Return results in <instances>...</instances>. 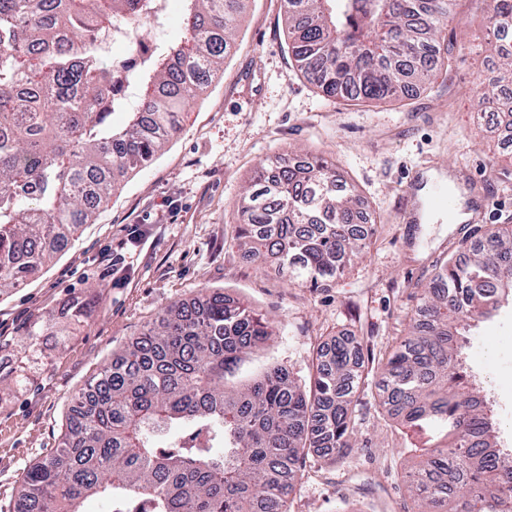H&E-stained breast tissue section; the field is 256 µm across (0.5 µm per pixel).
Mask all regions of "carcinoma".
<instances>
[{"label":"carcinoma","instance_id":"carcinoma-1","mask_svg":"<svg viewBox=\"0 0 512 512\" xmlns=\"http://www.w3.org/2000/svg\"><path fill=\"white\" fill-rule=\"evenodd\" d=\"M0 0V295L39 275L91 223L128 172L178 134L181 111L223 72L246 0H185L183 39L121 75L100 54L121 18L147 22L144 0ZM457 0H282L288 53L325 99L382 104L427 87L445 64L441 33ZM496 75L477 87L492 104L512 86V0H491ZM138 107L112 125L124 84ZM242 199L248 257L279 261L319 288L365 253L351 190L326 161L281 162ZM90 298L63 304L78 322ZM512 305V231L484 232L448 258L421 294L411 333L379 367L391 415L423 436L405 470L417 512H512V446L491 392L467 367L469 337ZM51 326L33 321L11 371L29 381ZM254 308L205 291L173 304L120 361L89 383L61 443L22 475L13 512H288L311 449L353 447L350 408L362 383L355 337L329 347L304 391L279 365L244 384L243 355L271 340Z\"/></svg>","mask_w":512,"mask_h":512}]
</instances>
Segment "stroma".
Here are the masks:
<instances>
[{
    "label": "stroma",
    "instance_id": "35a3bbf8",
    "mask_svg": "<svg viewBox=\"0 0 512 512\" xmlns=\"http://www.w3.org/2000/svg\"><path fill=\"white\" fill-rule=\"evenodd\" d=\"M488 0H458L443 31L449 62L423 92L378 106L324 100L294 67L280 0H249L233 55L202 98L184 110L180 133L158 159L131 174L94 221L46 270L0 296V344L68 299L97 289L87 318L64 347L46 351L27 389L0 402V512H12L26 469L58 446L67 414L90 380L159 315L201 289L224 291L275 322L269 345L242 374L277 364L309 388L320 348L352 331L366 359L408 336L421 288L437 265L464 252L471 230L512 225V117L478 124L475 87L498 67L489 50ZM320 153L376 221L366 253L329 287L261 268L237 237L242 193L267 157ZM477 178L488 208L469 224L435 218L407 224L402 212L421 167ZM467 360L495 389L512 435V310L480 325ZM369 368L351 406L355 440L340 459L310 453L289 512H415L404 478L410 437L380 398Z\"/></svg>",
    "mask_w": 512,
    "mask_h": 512
}]
</instances>
